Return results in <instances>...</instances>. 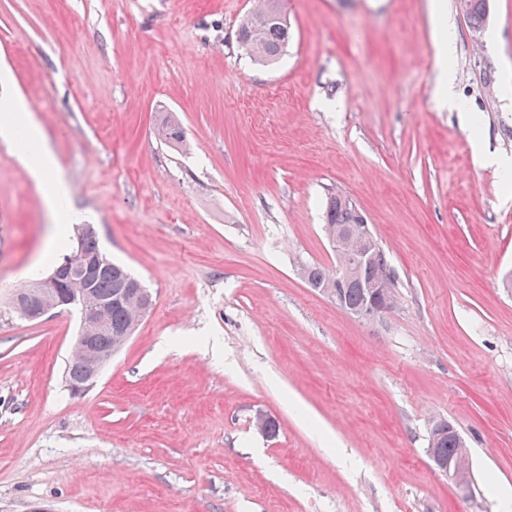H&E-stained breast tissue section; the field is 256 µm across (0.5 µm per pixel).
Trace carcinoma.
I'll list each match as a JSON object with an SVG mask.
<instances>
[{"mask_svg": "<svg viewBox=\"0 0 512 512\" xmlns=\"http://www.w3.org/2000/svg\"><path fill=\"white\" fill-rule=\"evenodd\" d=\"M462 11L469 19L474 38H480L489 16V0H459ZM292 38L291 25L287 15L279 6V0H258L256 8L241 23L238 44L249 58L272 63L278 60L288 48ZM158 135L174 146L183 144L180 125L167 119L157 129ZM324 232L331 244L341 242L344 254L337 256L336 266L302 262L299 274L306 284L327 296L336 306L348 311L363 308L368 304V294L352 278H336V268L347 265L352 259L362 225L367 223L364 213L347 196L340 192L331 193L324 203ZM90 226L77 227V246L73 253L56 262L57 269L66 261L77 264L85 256L98 255L104 262L98 269L91 285L90 300L96 305L109 308V322L94 331L103 344H115L126 334H133L143 314L153 305V296L143 283L126 268L113 263L103 252L96 234L89 232ZM80 278H70L56 284L46 278L18 289L14 294L15 305L9 315L22 317L38 311L45 293L54 289L60 296H66L73 288H83ZM428 447L442 460L448 458L459 463L464 475L463 485L469 483V458L465 441L448 432V421H432Z\"/></svg>", "mask_w": 512, "mask_h": 512, "instance_id": "cac0c4a2", "label": "carcinoma"}]
</instances>
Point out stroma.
<instances>
[{
  "label": "stroma",
  "mask_w": 512,
  "mask_h": 512,
  "mask_svg": "<svg viewBox=\"0 0 512 512\" xmlns=\"http://www.w3.org/2000/svg\"><path fill=\"white\" fill-rule=\"evenodd\" d=\"M254 0H0V81L55 156L62 202L153 306L88 391L79 316L0 317V512H504L512 492V0L480 42L444 0H282L273 64L238 47ZM452 95L459 109L443 106ZM176 120L184 148L160 140ZM365 213L397 303L356 318L297 261L336 262L329 193ZM0 141V310L72 251ZM279 423L269 438L254 426ZM465 439L458 490L433 418ZM433 14L435 16L434 41L436 46L437 62L440 67L441 80L443 84H448L450 74L448 73V51L450 44L448 42V28L445 27L442 16V0H433Z\"/></svg>",
  "instance_id": "1"
}]
</instances>
